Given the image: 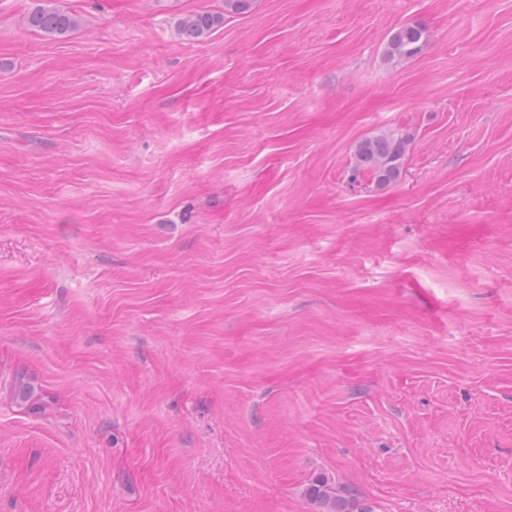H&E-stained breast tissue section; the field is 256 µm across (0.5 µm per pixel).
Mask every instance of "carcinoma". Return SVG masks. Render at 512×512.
<instances>
[{
    "label": "carcinoma",
    "instance_id": "1",
    "mask_svg": "<svg viewBox=\"0 0 512 512\" xmlns=\"http://www.w3.org/2000/svg\"><path fill=\"white\" fill-rule=\"evenodd\" d=\"M253 0H224V12H192L177 20L176 33L188 40L211 35L224 26V13L244 14ZM31 30L51 38H63L80 25L78 15L59 7L57 0H40L28 15ZM427 42L425 29L418 24H405L393 29L386 43L385 55L390 60H407L422 52ZM410 144V137L399 129H391L361 140L354 151L350 180L372 184L378 188L396 182ZM307 498L319 512H368L357 505L355 498L345 494L324 477L313 479L306 487Z\"/></svg>",
    "mask_w": 512,
    "mask_h": 512
}]
</instances>
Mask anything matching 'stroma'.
Instances as JSON below:
<instances>
[{"label": "stroma", "instance_id": "1", "mask_svg": "<svg viewBox=\"0 0 512 512\" xmlns=\"http://www.w3.org/2000/svg\"><path fill=\"white\" fill-rule=\"evenodd\" d=\"M58 3L0 0V512H512V0ZM41 3L28 15L31 30L51 38H63L80 25L78 15L61 9L58 0H38ZM224 26L223 13L192 12L177 20L176 33L188 40H198L211 35L216 29ZM427 42L425 29L419 24H405L388 35L385 55L389 60H407L422 52ZM410 144L400 129H391L361 140L354 151L350 180L383 188L396 182ZM305 494L319 508V512H370L358 508L352 495L342 493L333 482L324 477L313 479L306 487Z\"/></svg>", "mask_w": 512, "mask_h": 512}]
</instances>
